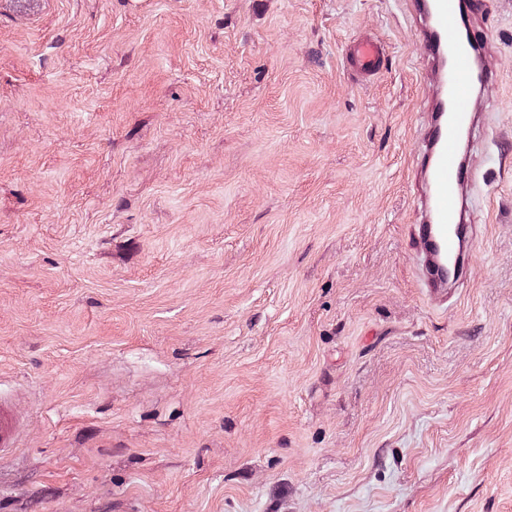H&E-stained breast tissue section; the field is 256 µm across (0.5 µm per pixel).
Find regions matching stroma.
Here are the masks:
<instances>
[{"instance_id": "1", "label": "stroma", "mask_w": 512, "mask_h": 512, "mask_svg": "<svg viewBox=\"0 0 512 512\" xmlns=\"http://www.w3.org/2000/svg\"><path fill=\"white\" fill-rule=\"evenodd\" d=\"M482 3L480 236L438 308L397 0H0V512H512V0ZM385 56V46L372 37L356 40L348 48L350 68L359 77L379 74L384 65ZM21 434V423L6 400L0 398V453L15 448Z\"/></svg>"}]
</instances>
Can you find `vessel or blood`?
I'll return each mask as SVG.
<instances>
[{"instance_id":"1","label":"vessel or blood","mask_w":512,"mask_h":512,"mask_svg":"<svg viewBox=\"0 0 512 512\" xmlns=\"http://www.w3.org/2000/svg\"><path fill=\"white\" fill-rule=\"evenodd\" d=\"M402 2L424 42L425 67L434 76L431 95L417 106L422 148L414 167L417 214L412 240L422 284L432 301L442 305L448 301L449 280L461 278L479 236L467 214L480 158L465 143L482 118L477 89L485 74L474 53L488 51L492 42L476 0ZM385 56L384 45L372 37L348 48L350 68L360 77L379 74ZM20 434V421L0 399V452L16 447Z\"/></svg>"}]
</instances>
